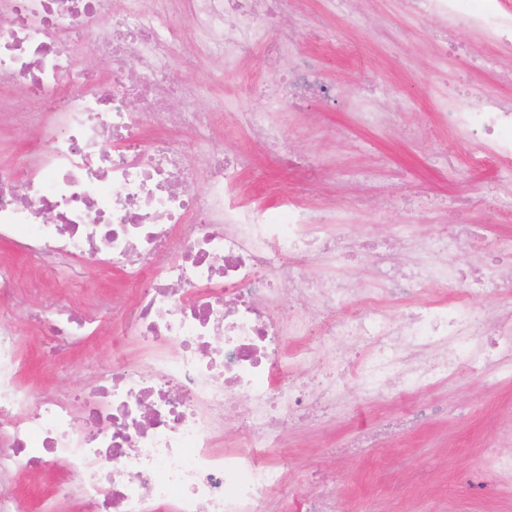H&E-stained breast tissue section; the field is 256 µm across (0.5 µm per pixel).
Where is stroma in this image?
<instances>
[{"instance_id": "obj_1", "label": "stroma", "mask_w": 512, "mask_h": 512, "mask_svg": "<svg viewBox=\"0 0 512 512\" xmlns=\"http://www.w3.org/2000/svg\"><path fill=\"white\" fill-rule=\"evenodd\" d=\"M359 8L363 21L354 26L326 15L319 0H289L268 34L272 41L292 34L329 89L327 97L302 105L279 95L278 108L269 115L284 147L314 163L316 178L284 165L238 119L239 113L267 104L260 91L272 84L275 64L266 48L244 60L240 77L209 56L197 57L192 69L182 71V79L202 86L204 93L176 101V109L217 112L210 130L169 134L174 145L192 144L193 190L207 187L211 153H239L248 163L244 179L250 194L269 202L287 193L308 196L330 208L333 223L348 225L354 236L386 239L400 232L425 237L442 225L462 223L512 249V223H503L473 195L493 177V168L481 162L469 137L449 130L434 110L449 82L466 72L482 96L512 100V85L497 76L498 70H512V58L479 33L460 26L450 30L439 18L413 15L406 0H359ZM443 31L467 43L483 69L471 70L463 55L444 50L437 40ZM368 88L380 111L371 126L360 123L351 107ZM4 94L13 112L0 120V166L19 165L26 159V144L41 133V108L24 83H13ZM228 100L236 103V111H224ZM0 263L22 275L14 322L26 361L24 386L63 392L90 383L99 368L110 365V330L131 301L126 274L88 259L80 283L66 285L43 276L34 261L1 243ZM46 298L78 307L103 322L104 332L80 348L53 347L28 315ZM405 416L417 418L413 430L385 435L381 446L355 456L343 453L359 434ZM284 445L289 476L287 486L273 495L278 512H287L307 490V478L316 469L334 480L342 512H512V485L499 482L490 465L493 453L512 454V383L490 388L464 374L417 398L396 396L385 404L341 390L335 412L318 422L288 425ZM68 477L60 460L48 471L20 472L15 482L23 512H42Z\"/></svg>"}]
</instances>
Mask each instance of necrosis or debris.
I'll use <instances>...</instances> for the list:
<instances>
[{
	"label": "necrosis or debris",
	"mask_w": 512,
	"mask_h": 512,
	"mask_svg": "<svg viewBox=\"0 0 512 512\" xmlns=\"http://www.w3.org/2000/svg\"><path fill=\"white\" fill-rule=\"evenodd\" d=\"M280 2L0 0L9 21L0 27V85L25 81L49 116L28 161L0 167V242L54 275L75 276L91 256L134 273L123 334L139 349L92 385L26 388L9 317L18 281L0 267V512H19L18 469L59 458L76 481L58 484L57 495L83 512H268L288 476L276 454L285 424L326 417L337 386L384 402L462 373L512 380V311L486 332L489 316L473 304L485 291L480 275L448 262L456 233L395 236L376 254L378 292L333 275L288 277L278 285L292 314L276 317L262 299L287 260L332 267L364 241L295 195L273 208L243 207L244 181L221 154L208 161L207 190L187 191L195 176L188 150L145 138L151 116L174 128L207 122L205 113L172 109L190 92L171 69L184 41L237 65L266 42ZM410 8L512 48V0H484L469 15L461 0H410ZM83 47L111 62L107 78L76 67ZM438 112L451 128L479 134L482 159L497 172L482 193L497 198L512 182V105L479 99L469 85ZM417 251L437 266L403 267ZM451 283L460 286L452 303L420 301L398 319L382 309L390 292ZM35 317L62 347L94 332L64 303ZM289 335L301 338L298 348H286ZM318 356L316 373L302 378ZM230 407L240 409L243 430L225 447Z\"/></svg>",
	"instance_id": "obj_1"
}]
</instances>
